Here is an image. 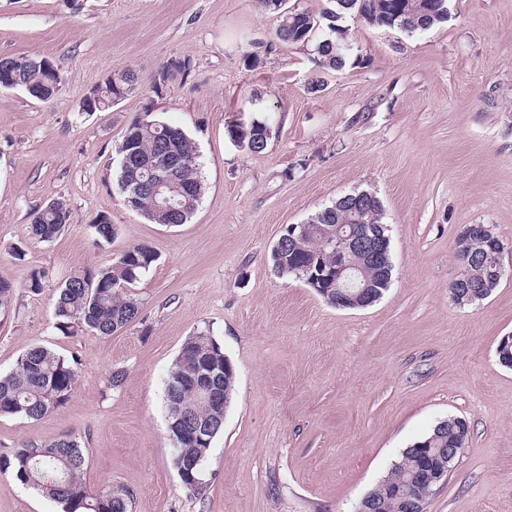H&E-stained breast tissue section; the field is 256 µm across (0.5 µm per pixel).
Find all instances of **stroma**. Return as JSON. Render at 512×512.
Returning a JSON list of instances; mask_svg holds the SVG:
<instances>
[{
  "label": "stroma",
  "mask_w": 512,
  "mask_h": 512,
  "mask_svg": "<svg viewBox=\"0 0 512 512\" xmlns=\"http://www.w3.org/2000/svg\"><path fill=\"white\" fill-rule=\"evenodd\" d=\"M448 10L413 34L349 21L359 62L325 70L312 44L277 41L276 14L254 0H0V56L45 58L62 76L47 104L0 89V279L16 287L0 373L34 344L79 362L64 406L0 417V452L76 433L89 489H130L133 512H356L405 448L454 416L469 441L426 512H512V369L496 354L512 334V0ZM174 61L185 74L154 90ZM128 69L133 90L85 110ZM147 106L199 155L204 193L179 226L150 223L118 192L116 148ZM256 119L270 126L260 153L228 135ZM357 190L384 204L393 279L374 305L340 310L279 276L270 254L287 225ZM55 199L73 222L43 242L32 215ZM103 215L117 234L99 247ZM468 224L492 225L507 274L460 306L448 284ZM143 242L159 259L132 290L139 317L107 338L59 333V285ZM34 267L47 272L37 292L24 286ZM200 331L236 385L197 494L172 463L165 379ZM0 512L59 507L0 473Z\"/></svg>",
  "instance_id": "35a3bbf8"
}]
</instances>
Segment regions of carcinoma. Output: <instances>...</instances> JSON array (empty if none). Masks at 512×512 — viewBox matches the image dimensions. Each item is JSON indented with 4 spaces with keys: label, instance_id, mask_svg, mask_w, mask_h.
I'll return each mask as SVG.
<instances>
[{
    "label": "carcinoma",
    "instance_id": "obj_1",
    "mask_svg": "<svg viewBox=\"0 0 512 512\" xmlns=\"http://www.w3.org/2000/svg\"><path fill=\"white\" fill-rule=\"evenodd\" d=\"M331 6L315 16L308 11L277 8L274 0H256L263 10L278 14L275 29L278 41L306 44L315 32L324 28L327 34L314 46V61L322 69L337 70L346 65L351 44L348 29L338 24L347 16H361L362 22L374 27L397 29L406 33L427 31L447 21L448 0H329ZM11 70L0 71V89L7 84L27 91L31 97L50 101L61 81L52 70L53 63L28 55L8 59ZM136 82L134 73L125 71L116 82H105L102 103L122 99ZM230 138L241 148L263 152L268 143V124L257 121L249 126L228 130ZM120 156L118 186L123 203L149 222L176 226L188 222L203 195V181L195 147L179 127L157 118L152 108L138 113L128 125L117 147ZM166 172L170 185L165 193L179 200L176 209L159 208L158 197L150 184L151 173ZM357 193L339 197L307 219L309 224L333 226ZM384 215L380 199L366 204L363 218L368 224L382 223ZM72 223V212L63 200H54L34 213L32 233L43 241L53 240ZM97 244H108L117 229L103 216L92 225ZM327 243L321 233L304 238L295 253L286 258L271 251V260L279 273L295 276L303 263L321 256L325 260ZM469 251L474 263L468 270L470 293L474 300L485 299L483 290L495 289L505 276L498 268L494 249L482 236L473 238ZM158 259L154 248L146 243L127 247L112 263L94 271L77 272L59 286L54 303V325L64 335L81 328L101 337L110 336L135 321L140 302L130 288L149 271ZM366 280L378 292H384L392 279L393 265L386 271L359 259ZM16 287L0 280V313L12 310ZM206 363L217 375L220 389L232 399L235 372L224 370V349L207 332L189 337L183 344L165 381V401L176 399L192 420L212 424V433L204 439H190L173 447V465L182 484L199 492L203 488V465L213 439L224 428V406L207 401L192 385L196 360ZM78 360L67 359L51 349L34 345L16 359L13 369L0 375V416H21L38 420L59 409L68 401L76 381ZM470 434L466 421L448 418L438 422L425 437L403 450L384 479L368 492L377 512H395L398 494L439 467L438 456L447 448H464ZM85 450L79 436L64 433L39 443L22 442L0 455V472H9L21 484L61 506L62 512H132L134 494L125 487L107 482L95 491L84 481Z\"/></svg>",
    "mask_w": 512,
    "mask_h": 512
}]
</instances>
